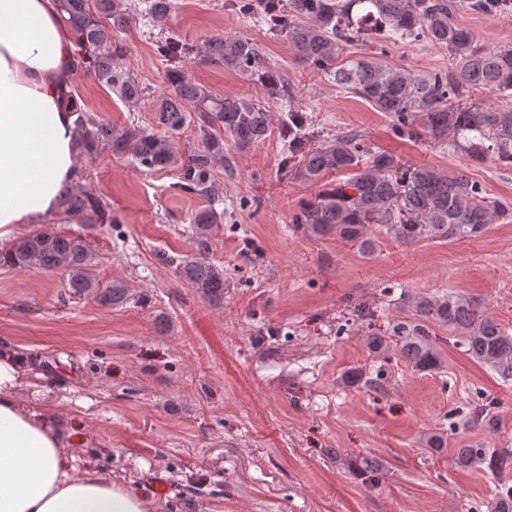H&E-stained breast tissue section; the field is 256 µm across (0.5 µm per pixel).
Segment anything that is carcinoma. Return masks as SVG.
Here are the masks:
<instances>
[{
  "label": "carcinoma",
  "instance_id": "cac0c4a2",
  "mask_svg": "<svg viewBox=\"0 0 512 512\" xmlns=\"http://www.w3.org/2000/svg\"><path fill=\"white\" fill-rule=\"evenodd\" d=\"M75 44L77 73L93 78L136 108L149 88L117 60L124 48L117 34L135 19L162 24L173 0H141L133 13L120 0H58ZM235 9L251 14L275 35L285 37L310 67L322 70L336 84L394 118L396 132L418 139L430 135L476 161L512 163V111L483 109L464 102L474 89L512 93V47L487 52L474 33L454 19L458 0H235ZM469 7L483 14H511L512 0H472ZM394 36L424 39L448 49L453 64L446 73L417 75L376 57L339 61L345 47L360 40L383 41ZM158 54L171 64L166 75L169 93L160 101L155 127L117 131L78 107L73 109L78 153L93 160L107 147L119 157L130 156L145 171L175 168L179 186L206 198L210 205L191 214L198 254L173 259L178 275L204 299L224 300V268L203 257L209 235L224 212V182L215 164L224 159V138L242 149L265 140L270 132V110L259 99L214 96L188 77L183 63L191 56L217 66L238 70L266 94L287 93L278 72L264 64L257 44L248 36L217 35L196 46L171 36L157 45ZM194 123L200 143L188 154L175 150V138ZM288 129L286 169L306 180L334 172L343 179L300 204L291 223L307 235L336 237L350 242L364 256L377 248L369 227L379 226L403 241L424 233L443 240L479 237L507 212L484 196L468 178L448 177L426 166L402 164L393 155L375 152L352 130L317 147H307L313 132L293 107L283 114ZM86 168L74 169L60 195L68 215L106 214L104 201L84 189ZM0 265L18 269L62 268L73 294L112 307L128 301L124 283H99L91 271L92 248L81 235L42 228L19 238L0 251ZM414 318L392 329L401 356L421 372L444 366L436 337L427 326L436 321L466 340L473 359L501 379H512V334L458 294L421 296L414 301ZM493 401L483 399L471 412L470 422L497 427ZM457 467H481L499 477L512 465V449H454ZM362 484L375 487L383 475L380 462L363 457L354 462ZM488 512H512V486L498 484Z\"/></svg>",
  "mask_w": 512,
  "mask_h": 512
}]
</instances>
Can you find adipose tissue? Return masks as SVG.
I'll use <instances>...</instances> for the list:
<instances>
[{
    "label": "adipose tissue",
    "instance_id": "1",
    "mask_svg": "<svg viewBox=\"0 0 512 512\" xmlns=\"http://www.w3.org/2000/svg\"><path fill=\"white\" fill-rule=\"evenodd\" d=\"M74 44L57 0H0V248L59 215L76 163L69 102ZM16 354L0 350V512H154L134 487L78 469L41 411L16 397Z\"/></svg>",
    "mask_w": 512,
    "mask_h": 512
}]
</instances>
